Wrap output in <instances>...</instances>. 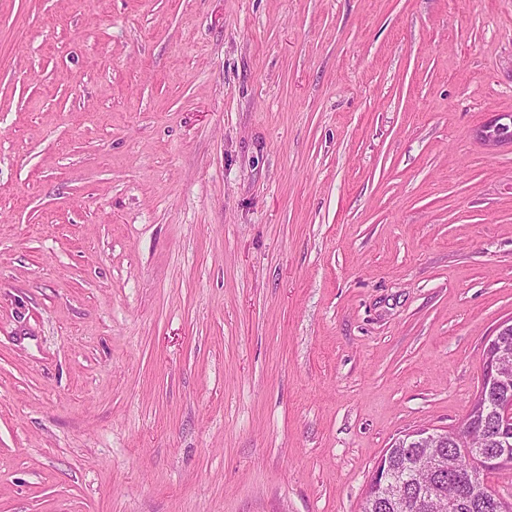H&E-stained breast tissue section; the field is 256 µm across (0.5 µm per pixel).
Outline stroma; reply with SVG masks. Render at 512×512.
Here are the masks:
<instances>
[{"label": "stroma", "instance_id": "obj_1", "mask_svg": "<svg viewBox=\"0 0 512 512\" xmlns=\"http://www.w3.org/2000/svg\"><path fill=\"white\" fill-rule=\"evenodd\" d=\"M512 0H0V512H359L512 317ZM509 123H501L499 120L483 125L477 131V137L482 141L487 150H494L505 142L512 144V114L506 117Z\"/></svg>", "mask_w": 512, "mask_h": 512}]
</instances>
